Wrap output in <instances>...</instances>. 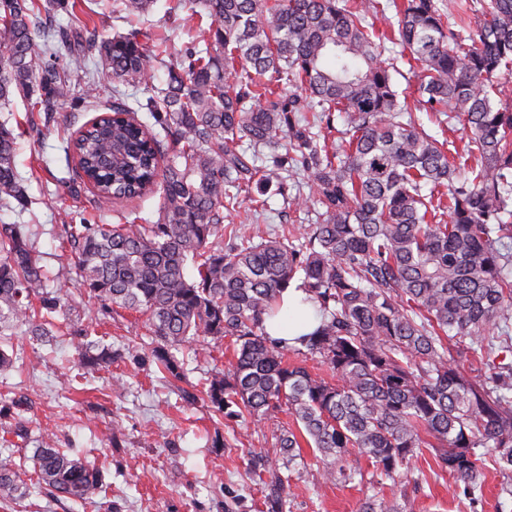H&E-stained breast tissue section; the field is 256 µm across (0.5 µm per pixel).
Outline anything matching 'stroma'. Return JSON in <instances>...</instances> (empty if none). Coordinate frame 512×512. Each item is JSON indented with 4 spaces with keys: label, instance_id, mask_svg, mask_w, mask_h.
<instances>
[{
    "label": "stroma",
    "instance_id": "35a3bbf8",
    "mask_svg": "<svg viewBox=\"0 0 512 512\" xmlns=\"http://www.w3.org/2000/svg\"><path fill=\"white\" fill-rule=\"evenodd\" d=\"M114 8L115 0H76L77 15L102 38L128 28L114 18ZM187 15L179 0H154L147 17L148 29L161 39L169 60H178L195 34ZM399 68L398 85L407 92L412 117L449 148H462L466 128L459 122L438 123L420 102L417 78L408 64ZM94 115L79 94L54 112L52 120L32 114L16 156L32 205L25 212L0 207V225L32 226L35 256L50 276L48 288L62 287L71 294L70 311L56 316L66 329L54 345L38 347L23 335L13 339L19 358L0 371V460L33 470L36 438L47 430L55 434L58 447L76 449L98 467L107 488L83 502L42 490L19 502L1 500L0 512H266L272 488L250 473L249 464L258 452L269 466L280 467L272 429L257 432L239 425L227 431L223 414L211 406L203 389L213 368L231 362L229 340L184 346L178 358L185 378L176 380L154 360L155 338L144 316L104 309L88 302L76 281L61 284L54 278L62 253L59 227L72 221L113 225L123 209L119 203H93L89 187L75 181L65 159L67 134L61 119L77 128ZM308 191L305 176H298L287 194L266 195L260 209L243 201L227 222L246 227L254 221L261 232L281 231L293 214L290 196ZM80 329L112 351L110 367H80ZM21 426L28 430V439L16 437ZM218 437L226 438L227 447H214ZM316 456L315 449L300 448L288 477V512H360L366 487L324 481ZM501 481L499 473L489 472L481 501L470 504L453 476L425 454L415 460L405 493L412 512H499Z\"/></svg>",
    "mask_w": 512,
    "mask_h": 512
}]
</instances>
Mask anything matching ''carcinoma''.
Instances as JSON below:
<instances>
[{
    "label": "carcinoma",
    "instance_id": "cac0c4a2",
    "mask_svg": "<svg viewBox=\"0 0 512 512\" xmlns=\"http://www.w3.org/2000/svg\"><path fill=\"white\" fill-rule=\"evenodd\" d=\"M151 3L119 0L116 9L139 18ZM186 4L209 24L136 110L126 90L146 83L160 51L141 29L102 40L86 31L108 68L112 105L68 136L67 153L100 202L157 193L160 204L154 222L125 212L127 228L62 225L77 263L60 265L57 277L74 272L89 300L145 315L159 342L154 358L175 378L171 350L200 336L231 339L234 361L208 380L213 407L255 431L287 411L320 454L325 480L368 481L373 494L361 512H409L376 485L408 481L426 451L472 499L493 458L507 477L500 494L512 498V365L499 362L490 336L494 327L509 335L512 319V108L491 97L512 73V0H448L446 12L436 0L389 2L393 35L366 23L371 0ZM74 8L69 0H0V110L23 95L36 97L31 111L49 114L77 85L100 107L86 55L41 18ZM474 12L479 27L466 43L460 32ZM54 40L67 52L62 69ZM384 40L408 51L429 108L463 122L465 166L406 118ZM284 85L305 96H285ZM337 116L347 129L331 148L314 128L332 127ZM17 139L0 122V204L23 209ZM296 171L311 194L292 205L314 212L315 223L257 242L240 227L224 244L226 215L254 192L285 193ZM33 245L29 225H0V337L24 326L47 343L51 314L65 300L45 287ZM292 286L320 317L293 342L266 330ZM290 354L318 360L334 381L288 362ZM276 439L293 463L297 435L282 429ZM353 453L370 461V479L349 465ZM32 461L34 483L0 462L1 497L46 486L85 501L103 491L100 470L55 446L51 433L40 435ZM271 483L270 512H284L288 481L273 471Z\"/></svg>",
    "mask_w": 512,
    "mask_h": 512
}]
</instances>
